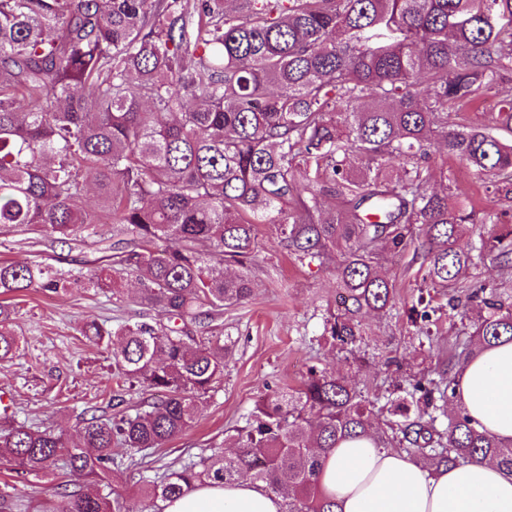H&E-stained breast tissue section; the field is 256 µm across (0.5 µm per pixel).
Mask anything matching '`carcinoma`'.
I'll return each mask as SVG.
<instances>
[{"label":"carcinoma","instance_id":"cac0c4a2","mask_svg":"<svg viewBox=\"0 0 512 512\" xmlns=\"http://www.w3.org/2000/svg\"><path fill=\"white\" fill-rule=\"evenodd\" d=\"M511 73L512 0H0V225L62 243L115 225L127 246L83 286L133 275L157 313L81 329L153 401L83 420L77 442L1 415L0 465L19 482L60 468L77 489L52 512H160L196 482L244 478L279 495L281 512H336L320 488L322 457L359 438L434 470L489 460L512 473L511 443L463 408L448 414L453 367L512 341V292L467 283L487 260L512 265V227L474 239L492 215L457 186L432 188L452 157L485 192L512 195V145L499 136L512 133V102L490 126L448 122ZM261 224L299 262L332 270L340 302L321 336L333 347H355L365 315H391L396 285L379 265L416 242L424 280L450 294L448 316L478 319L446 368L371 398L313 366L255 407L234 452L216 447L145 482L136 510L101 494L115 445L165 447L224 375L213 322L252 294ZM71 284L40 262L0 263L1 295ZM428 308L420 295L403 314L428 322ZM13 315L1 301L0 360L18 350Z\"/></svg>","mask_w":512,"mask_h":512}]
</instances>
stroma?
Returning a JSON list of instances; mask_svg holds the SVG:
<instances>
[{"mask_svg": "<svg viewBox=\"0 0 512 512\" xmlns=\"http://www.w3.org/2000/svg\"><path fill=\"white\" fill-rule=\"evenodd\" d=\"M261 248L252 265L254 293L225 308L221 319L224 376L204 398L192 427L166 447L131 452L117 446V458H134L135 467L113 472L112 488L137 506L139 480L177 470L189 460L209 455L213 444L243 425L264 399L298 385L309 365L348 373L368 394L383 384L381 363L394 358L401 373L419 374L447 364L450 349L464 325L448 315V297L425 294L435 313L431 322L411 326L369 315L363 319L365 360L351 365L339 350L321 339L322 314L336 301V280L328 269L291 259L267 226H260ZM98 253L91 242L58 243L21 228L0 232V261H38L71 275L68 292L50 294L33 288L14 297V330L20 338L16 355L0 361V391L11 394L18 421L52 425L77 433L85 413L113 416L134 413L141 397L130 393L114 406L110 348L94 345L81 334L95 321L112 329L136 322L146 309L136 301L137 284L125 277L118 294L84 288L82 279L94 269ZM59 470L29 477L14 485L21 512H49L55 487L64 485Z\"/></svg>", "mask_w": 512, "mask_h": 512, "instance_id": "35a3bbf8", "label": "stroma"}]
</instances>
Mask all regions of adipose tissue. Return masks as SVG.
Masks as SVG:
<instances>
[{
    "label": "adipose tissue",
    "instance_id": "ef3b65f1",
    "mask_svg": "<svg viewBox=\"0 0 512 512\" xmlns=\"http://www.w3.org/2000/svg\"><path fill=\"white\" fill-rule=\"evenodd\" d=\"M457 403L501 441L512 443V342L464 363ZM320 483L338 512H512V473L491 462L431 470L399 451L364 439L339 443L326 457ZM162 512H281L265 484H195L161 504Z\"/></svg>",
    "mask_w": 512,
    "mask_h": 512
}]
</instances>
